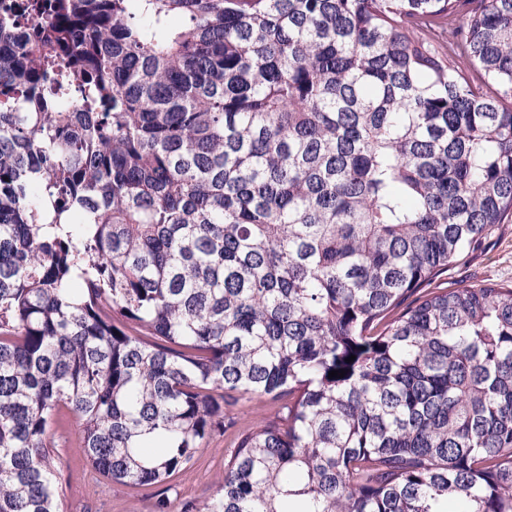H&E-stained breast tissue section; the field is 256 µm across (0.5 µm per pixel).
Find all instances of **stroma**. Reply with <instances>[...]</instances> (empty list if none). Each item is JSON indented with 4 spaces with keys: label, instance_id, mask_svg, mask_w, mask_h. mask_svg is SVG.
Here are the masks:
<instances>
[{
    "label": "stroma",
    "instance_id": "stroma-1",
    "mask_svg": "<svg viewBox=\"0 0 512 512\" xmlns=\"http://www.w3.org/2000/svg\"><path fill=\"white\" fill-rule=\"evenodd\" d=\"M512 285V223L498 225L494 234L466 259L434 279V286L455 288L480 284ZM277 405L267 397L237 395L224 405V431L205 444L196 464L174 478L167 489L139 487L107 480L90 466L80 441V424L72 413L56 418L51 427L62 462L63 512H153L159 495H166L170 512L186 503L211 501L218 493L224 460L238 430L247 422L271 420Z\"/></svg>",
    "mask_w": 512,
    "mask_h": 512
}]
</instances>
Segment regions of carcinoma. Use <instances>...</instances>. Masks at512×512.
I'll return each instance as SVG.
<instances>
[{
  "instance_id": "obj_1",
  "label": "carcinoma",
  "mask_w": 512,
  "mask_h": 512,
  "mask_svg": "<svg viewBox=\"0 0 512 512\" xmlns=\"http://www.w3.org/2000/svg\"><path fill=\"white\" fill-rule=\"evenodd\" d=\"M511 221L512 0H0V512L226 390L184 512H512V286L421 290ZM224 403V434L212 436L196 464L180 473L167 484L164 495L169 500V512H181L188 502H210L218 493V481L224 474V459L234 446L238 429L245 422L261 423L277 413V403L270 397L233 394Z\"/></svg>"
}]
</instances>
